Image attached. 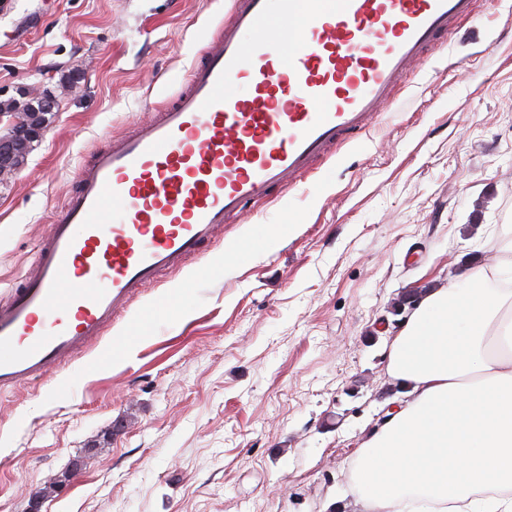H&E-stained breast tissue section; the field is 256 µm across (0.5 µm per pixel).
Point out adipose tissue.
I'll list each match as a JSON object with an SVG mask.
<instances>
[{"instance_id": "ef3b65f1", "label": "adipose tissue", "mask_w": 512, "mask_h": 512, "mask_svg": "<svg viewBox=\"0 0 512 512\" xmlns=\"http://www.w3.org/2000/svg\"><path fill=\"white\" fill-rule=\"evenodd\" d=\"M387 373L408 402L359 447L360 512H512V254L422 290Z\"/></svg>"}]
</instances>
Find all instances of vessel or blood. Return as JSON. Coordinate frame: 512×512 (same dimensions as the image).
<instances>
[{
  "mask_svg": "<svg viewBox=\"0 0 512 512\" xmlns=\"http://www.w3.org/2000/svg\"><path fill=\"white\" fill-rule=\"evenodd\" d=\"M234 0L173 103L98 149L0 306V390L55 374L142 288L393 103L477 0ZM255 32L243 42L242 32Z\"/></svg>",
  "mask_w": 512,
  "mask_h": 512,
  "instance_id": "1",
  "label": "vessel or blood"
}]
</instances>
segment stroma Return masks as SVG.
Here are the masks:
<instances>
[{
    "label": "stroma",
    "instance_id": "1",
    "mask_svg": "<svg viewBox=\"0 0 512 512\" xmlns=\"http://www.w3.org/2000/svg\"><path fill=\"white\" fill-rule=\"evenodd\" d=\"M479 2L354 143L143 288L56 375L0 391V512H352L357 449L404 401L387 375L396 302L490 263L512 232V0ZM232 7L0 10V97L58 99L0 182V300L79 170L177 94Z\"/></svg>",
    "mask_w": 512,
    "mask_h": 512
}]
</instances>
